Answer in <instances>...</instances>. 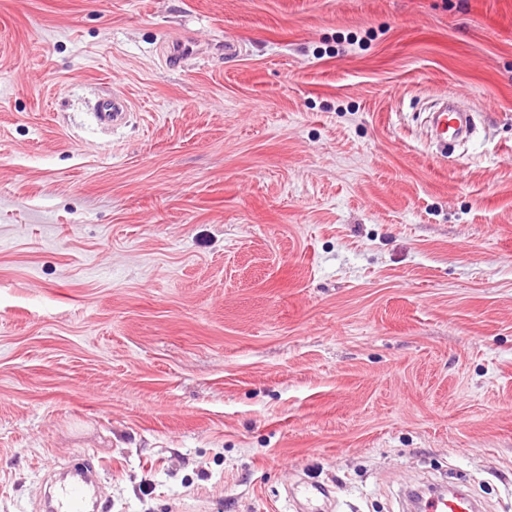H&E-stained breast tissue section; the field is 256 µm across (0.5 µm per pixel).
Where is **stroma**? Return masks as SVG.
<instances>
[{
  "mask_svg": "<svg viewBox=\"0 0 512 512\" xmlns=\"http://www.w3.org/2000/svg\"><path fill=\"white\" fill-rule=\"evenodd\" d=\"M79 462L110 512H512V0H0V512ZM128 107V102L124 96L113 93L110 98L99 103L96 115L100 121L111 123L112 127H116L126 121ZM452 99L454 110L432 112L428 117L434 140L440 144H447L448 137L465 140L474 129L473 114L461 107V104L469 100L468 96L459 93L454 94ZM414 509L425 512H472L477 511L476 504L460 492L447 493L439 490L433 495L420 501H409Z\"/></svg>",
  "mask_w": 512,
  "mask_h": 512,
  "instance_id": "obj_1",
  "label": "stroma"
}]
</instances>
